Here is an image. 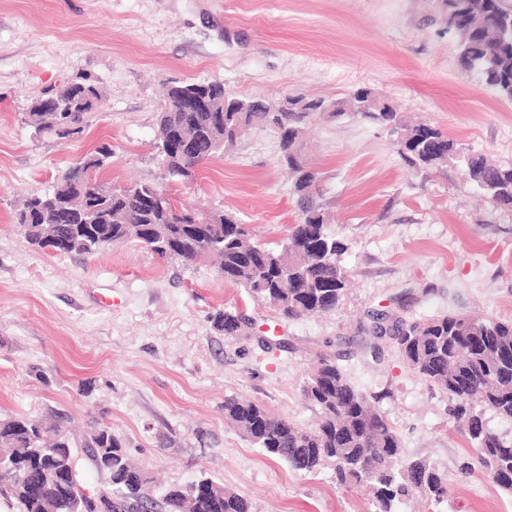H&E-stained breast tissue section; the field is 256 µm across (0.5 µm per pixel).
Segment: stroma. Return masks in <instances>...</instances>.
Listing matches in <instances>:
<instances>
[{
    "label": "stroma",
    "mask_w": 512,
    "mask_h": 512,
    "mask_svg": "<svg viewBox=\"0 0 512 512\" xmlns=\"http://www.w3.org/2000/svg\"><path fill=\"white\" fill-rule=\"evenodd\" d=\"M458 45L441 0H0V415L56 416L76 440L98 419L155 494L205 476L251 512H374L367 488L337 485L330 469L300 475L224 421L225 398L238 397L312 427L319 411L301 386L327 354L376 397L405 457L448 476L441 500L394 512H512V497L474 470L447 396L391 337L370 332L378 313L391 324L448 312L512 319V208L489 202L457 162L409 169L402 129L348 113L304 136L350 276L326 315L283 319L210 262L167 263L134 241L92 256L39 251L15 222L24 197L105 142L104 179L164 185L182 204L235 213L258 242H279L299 210L274 131L244 136L195 182L166 180L157 115L175 82L217 80L271 101L368 87L406 122L510 164L512 102L460 71ZM84 77L103 93L84 134L64 145L36 136L33 99ZM230 306L251 318L245 335L214 328Z\"/></svg>",
    "instance_id": "obj_1"
}]
</instances>
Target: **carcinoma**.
Masks as SVG:
<instances>
[{"label": "carcinoma", "instance_id": "1", "mask_svg": "<svg viewBox=\"0 0 512 512\" xmlns=\"http://www.w3.org/2000/svg\"><path fill=\"white\" fill-rule=\"evenodd\" d=\"M448 30L460 36L458 65L475 73L501 99L512 101V0H444ZM201 88L223 107L224 139L214 140L213 112H184L179 91ZM101 94L87 80L73 81L59 92L38 98L49 108L64 99L62 123H88ZM361 118L386 126L401 119L390 101L360 87L351 102ZM344 100L295 96L288 110L274 111L263 99H241L224 84L182 82L168 87L159 113L160 133L193 136V153L180 158L161 155L169 178L189 181L201 164L239 139L238 131L273 127L292 175L300 217L288 234L270 247L254 241L233 214L210 213L207 224H170L146 211L145 198L165 188L148 182L113 186L103 178L75 197L74 169H67L52 189L27 197L16 213L28 244L56 255H93L136 241L161 259L185 267L210 257L224 282L243 289L283 318L295 320L334 310L342 301L348 272L341 263L343 243L327 228L319 199L321 177L302 154L305 126L334 119L347 111ZM112 148L103 143L81 162L96 172L111 164ZM399 154L408 166L434 169L462 159L466 176L491 202L512 207V165L490 161L480 153L460 154L438 127L419 122L405 127ZM227 337L242 336L249 319L239 309L224 308L212 317ZM409 368L448 396L452 417L462 420L477 450L478 471L512 495V438L490 430L474 406L512 421V320L475 319L448 313L404 325L394 337ZM306 399L320 419L311 429L275 415L256 402L224 399V418L248 441L277 457L298 473L311 475L331 468L340 486L366 484L378 512H393L396 501L413 493L436 500L448 492L447 475L429 462L404 457L397 430L375 410L369 396L349 379L336 360L319 357L303 384ZM0 495L14 500L16 512H78L92 497L82 484L83 463L108 478L112 512H250L248 500L223 484L204 477L166 488L155 501L145 495L149 478L134 465L123 440L112 428L94 421L82 444L72 442L59 423L47 424L28 414L0 417Z\"/></svg>", "mask_w": 512, "mask_h": 512}]
</instances>
